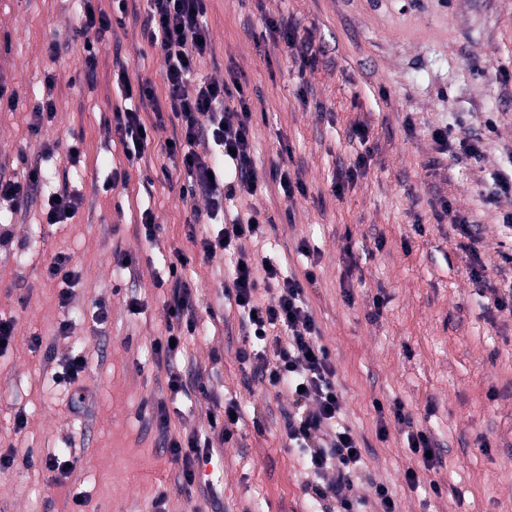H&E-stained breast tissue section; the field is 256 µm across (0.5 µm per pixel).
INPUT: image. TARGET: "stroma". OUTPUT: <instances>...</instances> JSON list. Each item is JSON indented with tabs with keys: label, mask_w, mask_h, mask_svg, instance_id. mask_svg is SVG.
I'll use <instances>...</instances> for the list:
<instances>
[{
	"label": "stroma",
	"mask_w": 512,
	"mask_h": 512,
	"mask_svg": "<svg viewBox=\"0 0 512 512\" xmlns=\"http://www.w3.org/2000/svg\"><path fill=\"white\" fill-rule=\"evenodd\" d=\"M134 7L142 15L150 4L135 0ZM135 15L125 16L120 42H95L90 77L67 0H0V89L7 96L0 103V176H22L24 163H35L48 146L58 166L68 167L75 144L83 198L65 224L43 223L39 206L23 209L24 226L39 230L37 246L23 254L0 248V318L16 322L11 348L0 353V456L14 460L0 471V512H154L162 491L168 512H310L306 476L280 435L276 397L247 386L236 357L243 341L224 309L201 313L217 333L188 337L185 357L206 366L217 399L238 398L246 416L223 456L202 464L191 487L179 485L178 468L160 447L157 401L172 430L200 429L207 419L165 390V372L148 352L165 332L170 288L157 286L158 252L139 230L144 198L158 214L160 247L191 254L183 275L202 299L217 284L186 238L180 184L162 172L174 121L155 130L133 166L123 144L107 136L121 96L115 53L126 58L130 79L147 77L157 92L165 90L158 53L141 40ZM268 17L323 48L324 63L299 76L293 56L268 42ZM208 24L216 59L202 71L246 83L259 173L278 166L300 172L306 184V195L293 202L273 190L257 204L275 219L267 235L276 250L293 253L303 237L321 250L306 294L336 360L371 478L388 485L401 512H512V315L488 301L512 276L497 266L500 252L512 249V231L501 226L512 199L490 198L494 177L512 172V0H210ZM46 86L56 116L35 135L31 93ZM489 117L496 122L491 132ZM358 125L373 157L337 196L333 183L360 148L350 137ZM436 127L448 130V153L431 137ZM475 138L480 160L461 158V141ZM112 165L127 180L110 188ZM439 194L452 206L440 222L431 208ZM457 214L476 224L482 259L495 266L486 284L471 277L451 227ZM116 251L138 260L136 280L113 278ZM61 252L83 274L66 307L58 283L44 276ZM132 294L142 302L134 313L125 304ZM378 296L384 306L374 319ZM98 301L109 311L101 327L92 319ZM64 320L71 329L62 336ZM35 336L40 346H32ZM78 349L88 355L84 383L93 400L76 415L52 375ZM396 399L416 425L433 431L444 461L415 489L404 473L416 461L397 431L384 440L376 434V404ZM20 412L28 426L18 433ZM62 447L71 449L74 469L56 482L41 460ZM434 481L441 493L432 491Z\"/></svg>",
	"instance_id": "stroma-1"
}]
</instances>
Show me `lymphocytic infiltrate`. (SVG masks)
Segmentation results:
<instances>
[{
	"instance_id": "f902f5d3",
	"label": "lymphocytic infiltrate",
	"mask_w": 512,
	"mask_h": 512,
	"mask_svg": "<svg viewBox=\"0 0 512 512\" xmlns=\"http://www.w3.org/2000/svg\"><path fill=\"white\" fill-rule=\"evenodd\" d=\"M142 41L157 48L165 76V94L157 96L150 79L130 81L119 68L121 103L115 106V130L126 143L127 161L141 158L152 141L153 128L138 105L149 101L155 114L170 112L177 122L172 144L165 152L181 183L180 196L189 210L186 236L202 261L224 259L219 302L234 304L246 346L241 361L251 363L252 378L263 389L284 396L281 433L290 448L307 461L310 479L305 492L324 512H399L390 488L368 482V492L352 493L364 472V454L355 431L346 423V397L339 385L336 363L321 342V328L306 296L305 286L316 278L320 253L306 241L297 251L307 260L303 275L288 272L256 247L265 236L267 220L256 207L230 214L226 203L267 192L254 161L251 99L243 86L223 78H197L196 73L214 48L207 23V0H151ZM39 201L47 223L71 220L83 204L67 184H54L41 165L30 166L23 178H0V201L13 211ZM188 263L182 250L169 252L171 296L164 303L166 332L151 348L157 363L166 367L165 386L174 395L210 400L202 366L180 369L173 357L183 353L188 335L197 329L199 299L181 276ZM236 401L223 410L208 409L207 429L173 432L165 408L155 419L161 444L179 467L178 480L192 486L201 463L210 461L231 441ZM406 447L418 461L405 480L416 486L419 470L435 471L443 459L433 434L416 428L401 401L388 408Z\"/></svg>"
}]
</instances>
